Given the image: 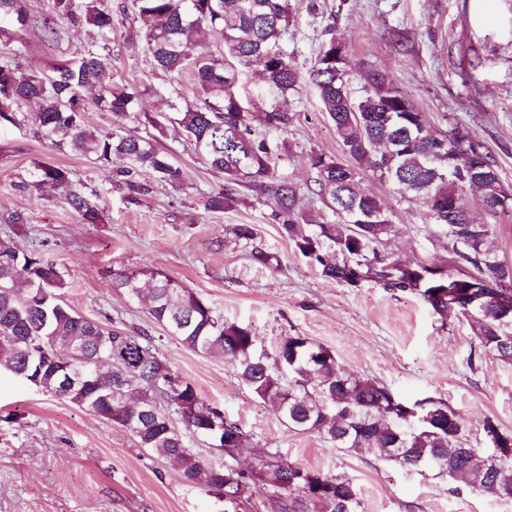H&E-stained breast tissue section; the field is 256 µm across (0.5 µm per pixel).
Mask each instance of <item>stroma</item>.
I'll return each mask as SVG.
<instances>
[{
	"instance_id": "obj_1",
	"label": "stroma",
	"mask_w": 512,
	"mask_h": 512,
	"mask_svg": "<svg viewBox=\"0 0 512 512\" xmlns=\"http://www.w3.org/2000/svg\"><path fill=\"white\" fill-rule=\"evenodd\" d=\"M119 17L106 47L114 82L159 89L150 97L155 120H128L174 158L182 182L155 185L131 203L112 181V169L52 150L29 132L0 125V230L15 214L27 222L18 243L53 260L64 272L66 303L82 316L123 322L146 331L173 372L243 427L232 452L209 447L187 431L186 447L206 461L247 471L259 456L325 474L357 486L363 512H512V498L473 490L448 477H422L389 463L346 453L319 434L289 429L237 379L231 363L198 355L168 337L145 305L113 288L118 269H146L192 288L225 320L249 326L259 346L273 350L283 337L307 336L328 348L350 372L385 385L408 401L442 399L460 415L471 448L486 447V420L512 431V365L484 353L472 326L440 317L420 297L389 291L372 281L349 286L323 277L316 264L284 238L271 212V190L238 186L236 202L221 212L207 202L223 190L224 176L196 153L167 117V98L196 104L190 77L155 69L127 14L131 0H98ZM52 0H20L28 27L0 19L23 65L44 68L80 52L91 32L62 18L58 41L40 26ZM290 24L279 46L304 75L288 95L271 92L252 73L239 91L257 135L278 143L276 175L298 188L297 207L333 223L337 215L318 193L315 153L342 154L333 125L306 77L329 38L342 40L351 64L350 91L360 97L373 74L393 81L435 131L459 127L484 146L505 186L512 187V0H292ZM287 113V128L270 129L264 113ZM72 171L97 194L99 224L82 223L64 190H35V164ZM361 187L391 211L392 232L380 249L402 263L449 261L448 237L426 208L401 199L389 183L363 172ZM236 224L257 229L253 245L231 234ZM260 248L277 257L265 265ZM0 512H224L221 495L182 481L172 462L139 448L122 428L45 394L0 371Z\"/></svg>"
}]
</instances>
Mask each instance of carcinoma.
<instances>
[{
  "label": "carcinoma",
  "instance_id": "cac0c4a2",
  "mask_svg": "<svg viewBox=\"0 0 512 512\" xmlns=\"http://www.w3.org/2000/svg\"><path fill=\"white\" fill-rule=\"evenodd\" d=\"M132 7L143 22L155 68L175 77L187 74L203 92L200 103L183 108L173 102L170 109L197 153L224 174L225 189L210 198L211 210L222 212L234 203L235 185L261 190L266 181L277 180L271 217L295 249L318 263L323 277L351 286L370 280L416 294L441 316L465 318L476 328L482 350L512 365V314L503 317L497 307L503 291L512 293V265L493 248V225L464 224L460 213L448 211L453 196L474 190L497 195V185L477 179L495 169L486 151L451 179L435 170L428 155L446 166L448 159L472 148L455 129L440 135L429 131L403 151L387 152L386 144L409 129L420 130L424 117L382 74L371 78L364 96L352 98L347 88L350 61L339 54L333 37L317 61L329 75L322 78L313 70L309 81L347 160L314 154L310 163L329 204L368 222H318L296 209L297 188L276 179L278 145L255 134L237 94L243 71L252 67L267 88L281 95L301 84L300 72L278 47L290 23L291 0H132ZM2 15L22 26L29 21L18 0H0ZM57 17L75 28H91L97 40L79 57L47 69L0 65V121L24 127L51 147L93 164L105 166L122 158L124 166L114 180L130 202L148 196L156 182L181 183L180 167L125 126L131 116L151 117L146 92L112 82V58L97 45L112 33V12L99 8L97 0H53L52 15L43 18L42 28L54 39ZM212 42L224 47L221 55L212 54ZM23 103L36 104L37 111L20 112ZM90 105L112 115V131L102 134L86 125L83 114ZM387 112L394 115L391 122L369 121L371 115ZM367 170L390 182L401 197L423 204L433 223L446 228L452 254L470 271L452 276L435 263L405 264L382 253L378 246L392 224L380 199L360 189V174ZM34 176L38 187L64 190L83 223L102 221L96 198L77 185L69 169L38 164ZM13 223L0 237V370L122 428L136 418L138 427L129 434L139 447L174 462L183 481L236 503L248 488V476L186 448L172 415L214 448L242 445L241 426L204 401L190 381L163 385L172 369L152 337L85 318L68 306L62 299L67 288L63 272L15 241L23 215H15ZM327 243L342 260L324 257ZM113 286L145 298L149 315L184 346L230 362L240 383L288 428L315 432L345 452L369 455L408 472L447 476L476 491L512 498V456L462 447L465 426L444 400L428 397L411 403L374 380L355 377L330 350L301 334L284 337L272 353L260 350L248 327L224 321L197 293L168 276L124 270L115 274ZM102 336L111 338L112 346H99ZM34 345L49 349L53 360L30 357ZM415 411L428 418L425 426L411 425ZM252 475L288 490L279 501L280 512H362L359 490L348 478L263 457Z\"/></svg>",
  "mask_w": 512,
  "mask_h": 512
}]
</instances>
